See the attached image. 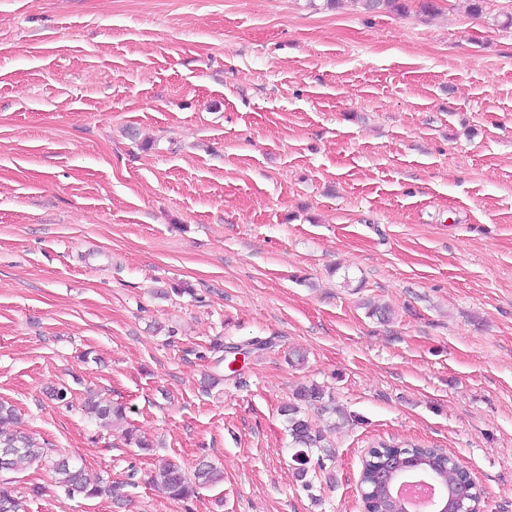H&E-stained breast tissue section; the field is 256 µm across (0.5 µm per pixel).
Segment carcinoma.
I'll use <instances>...</instances> for the list:
<instances>
[{"label": "carcinoma", "mask_w": 512, "mask_h": 512, "mask_svg": "<svg viewBox=\"0 0 512 512\" xmlns=\"http://www.w3.org/2000/svg\"><path fill=\"white\" fill-rule=\"evenodd\" d=\"M360 8L366 12H386L391 10L403 11L406 6L401 0H356ZM318 407L343 423L352 420V416L343 409L325 402V391L315 383L298 387L293 394V401L284 408L288 424V435L294 449L293 458L299 464L296 469L298 479L305 482L308 473L307 465L311 463V449L320 447L322 436L315 434L308 418L301 415L302 407ZM84 412L103 424H112L125 419L126 407L121 403L104 402L93 397L84 401ZM17 423L14 409L0 402V473H16L31 464L46 457L47 449L27 432L8 425ZM434 455L432 448H420L416 445L405 447L397 444L380 443L377 448L370 449L365 457L366 482L364 490L367 493L370 512H399L400 505L376 487L373 477L377 475L381 462L392 457L401 463L407 457L415 456L420 459H431ZM58 484L69 497L82 495L94 497L102 492V487L90 482L85 468L76 464L72 459L62 457L53 462ZM159 481L167 495L178 501H189L198 494V489L214 485L223 480V473L211 462L202 459L195 467L193 477H188L185 471L173 462H167L159 469ZM463 476L458 465L442 459L437 477L439 481L452 489L460 483ZM0 512H23L22 504L12 486V480L0 479Z\"/></svg>", "instance_id": "1"}]
</instances>
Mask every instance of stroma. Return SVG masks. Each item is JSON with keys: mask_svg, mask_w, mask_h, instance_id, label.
<instances>
[{"mask_svg": "<svg viewBox=\"0 0 512 512\" xmlns=\"http://www.w3.org/2000/svg\"><path fill=\"white\" fill-rule=\"evenodd\" d=\"M439 4L0 0V402L126 486L70 499L39 462L24 512H363L380 441L512 512V0ZM310 382L353 421L308 410L334 459L302 482L282 408ZM203 455L224 480L192 501L150 484ZM83 411L103 424H112L125 419L126 407L121 403L104 402L93 397L84 401ZM442 457V465H440L438 469L437 477L443 485L447 486L449 494L451 489L460 483V480L463 476V472L459 468V466L456 465L454 462L448 461V458L456 460L462 469H464L468 474L469 472L464 466L461 465L459 459L453 454L448 453V458H445L444 456Z\"/></svg>", "mask_w": 512, "mask_h": 512, "instance_id": "stroma-1", "label": "stroma"}]
</instances>
